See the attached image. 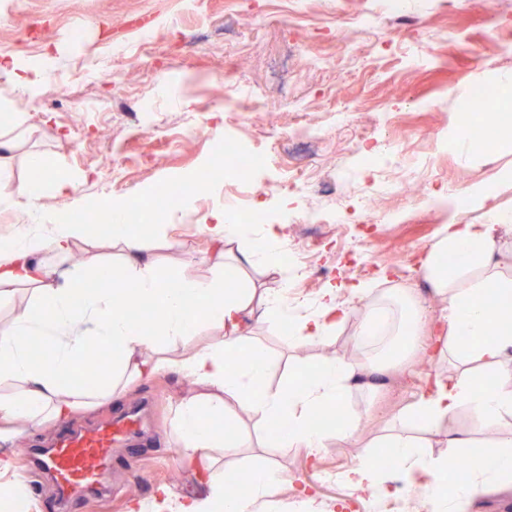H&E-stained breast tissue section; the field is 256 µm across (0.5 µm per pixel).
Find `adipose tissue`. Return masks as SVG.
<instances>
[{
	"label": "adipose tissue",
	"mask_w": 512,
	"mask_h": 512,
	"mask_svg": "<svg viewBox=\"0 0 512 512\" xmlns=\"http://www.w3.org/2000/svg\"><path fill=\"white\" fill-rule=\"evenodd\" d=\"M490 196L486 187L468 190L466 207L483 209L487 222L448 224L420 259L419 273L440 302L438 317H431L424 300L400 290L412 331L394 355L379 365L326 356L304 384L276 388L265 384L264 354L246 318L288 321L294 326L292 342L315 345L325 343L360 308L364 315L354 333L360 344L372 335L377 316L394 320L390 308L374 296L372 283L354 285L348 303L337 289H326L313 311L301 315L285 295L260 296L252 288L229 287L235 269H226L221 278L188 280L171 288L146 242L147 234L162 233L163 225H152L147 233L125 230L120 220L126 206L116 201L109 208L114 223L97 240L118 248L121 263L94 267V285L87 288L81 274L58 269L59 262L88 242L85 224L30 211L27 223L0 246V305L13 307L11 316L0 317V512H26L21 462L11 450L25 432L119 404L141 379L160 375L178 376L188 386L173 410L171 428L201 491L186 496L160 485L150 497L130 500L128 512H273L290 505L304 512H335L334 506H321L301 479L271 464L258 468L242 493L227 494L222 461L237 457L246 445L236 433L238 414L263 429H277L282 447L305 449L313 458L330 442L358 437L359 419L344 402L354 384L399 368L418 354L447 357L448 368L427 372L421 390L397 409V427L381 438L398 463L402 490L421 491L433 512H450L454 499L489 487H512V433L498 430L512 418V251L502 248L503 231L512 219L489 206ZM209 219L206 231L215 250H237L238 266L262 265L287 278V267L277 260L281 225H264L256 235L248 225L227 220L224 209L214 210ZM145 303L153 311L148 329L126 314ZM203 326L213 331L208 342L185 347L187 337ZM34 336L44 345L36 359L26 344ZM92 346L107 350L108 356L84 383H77ZM327 407L338 411L329 431L315 423ZM465 409L495 428L488 444L475 446L470 431L454 428ZM411 425L442 435L443 454L426 451L421 438L408 433ZM465 448L474 464L454 493H447L448 459ZM344 479L358 491L391 493L367 452Z\"/></svg>",
	"instance_id": "ef3b65f1"
}]
</instances>
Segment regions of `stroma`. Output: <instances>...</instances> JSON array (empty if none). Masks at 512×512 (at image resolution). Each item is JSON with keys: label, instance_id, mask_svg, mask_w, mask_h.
Masks as SVG:
<instances>
[{"label": "stroma", "instance_id": "1", "mask_svg": "<svg viewBox=\"0 0 512 512\" xmlns=\"http://www.w3.org/2000/svg\"><path fill=\"white\" fill-rule=\"evenodd\" d=\"M409 7L405 18L395 19L386 15L384 0H205L193 13L180 0H0V56L21 68L45 63L57 80L24 90L0 73V113L10 109L21 118L0 129L18 145L0 172V237L23 224L34 204L63 215L116 196L142 199L146 188L212 164L215 142L228 133L266 152L271 170L282 171L277 146L299 127L321 133L306 162L327 189L311 195L309 208L357 209L360 200L348 188L363 181L359 151L370 140L379 148L380 168L403 175L431 168L435 192L485 184L492 204L512 213V182L499 178L512 168V148L476 143L465 155L448 145L473 90L512 74V54L502 50L512 44V0H410ZM366 14L378 15V25L357 26ZM491 16L500 20L494 35ZM75 26L83 34L78 44L71 37ZM145 26L153 30L148 43ZM305 52L324 58L325 70L306 73L299 64ZM129 53L161 54L163 65L126 73ZM144 96L154 99L155 110L138 121L133 105ZM228 97L261 107L231 117L224 110ZM31 154L73 177L75 191L59 196L46 189L34 204L13 195L30 176ZM224 195L223 181L210 183L202 199L166 215L164 237L149 238L169 281L223 274L203 225ZM379 206L397 212V219L346 225L356 246L351 255L337 248L335 225L284 226L285 246L323 243L315 269L302 275L307 301L325 288L355 284L350 270L357 261L369 265L378 292L423 287L415 261L447 225L449 210L430 204L413 183L406 195ZM253 334L267 355L273 387L304 382L307 367L327 355L366 361L379 353L354 346L349 325L319 346L289 343L284 323L255 324ZM420 374L414 365L404 375L381 377L376 389L351 388L345 401L361 419V434L330 445L316 465L308 464L304 449L266 440L246 418L239 431L250 435L251 445L224 467L236 472L271 462L303 480L321 503L374 507L373 494L353 491L343 475L365 444L382 453L375 438L418 391ZM185 390L173 376L149 379L129 401L73 422V429H89L137 410L144 427L112 456L111 500L85 501L70 512H127L130 498L148 497L163 484L183 495L198 493L170 428L171 409Z\"/></svg>", "mask_w": 512, "mask_h": 512}]
</instances>
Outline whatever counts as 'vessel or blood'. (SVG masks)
Listing matches in <instances>:
<instances>
[{
  "mask_svg": "<svg viewBox=\"0 0 512 512\" xmlns=\"http://www.w3.org/2000/svg\"><path fill=\"white\" fill-rule=\"evenodd\" d=\"M137 414L88 431H72L47 449L39 466L54 481L63 500L83 501L107 497L106 472L112 464V450L138 426Z\"/></svg>",
  "mask_w": 512,
  "mask_h": 512,
  "instance_id": "vessel-or-blood-1",
  "label": "vessel or blood"
}]
</instances>
